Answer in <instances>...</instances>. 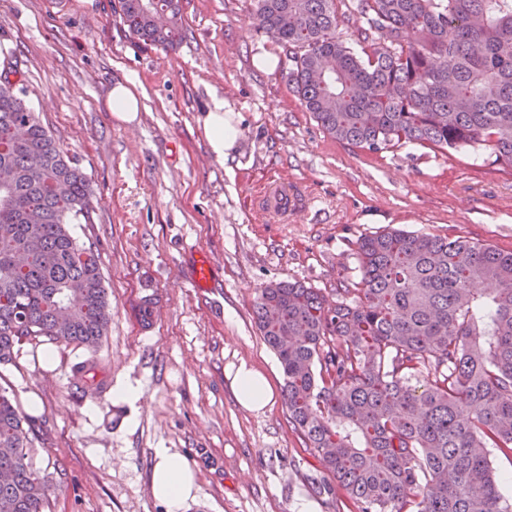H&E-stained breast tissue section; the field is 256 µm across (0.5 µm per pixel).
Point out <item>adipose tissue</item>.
Masks as SVG:
<instances>
[{"instance_id": "ef3b65f1", "label": "adipose tissue", "mask_w": 512, "mask_h": 512, "mask_svg": "<svg viewBox=\"0 0 512 512\" xmlns=\"http://www.w3.org/2000/svg\"><path fill=\"white\" fill-rule=\"evenodd\" d=\"M230 108L222 98H212L203 116V128L212 154L226 160L235 149L239 130L229 120ZM241 406L260 411L273 402V389L267 378L247 364L229 365L226 370ZM152 472V494L162 502L166 512H183L188 501L195 499L194 475L183 457L170 449L156 452Z\"/></svg>"}]
</instances>
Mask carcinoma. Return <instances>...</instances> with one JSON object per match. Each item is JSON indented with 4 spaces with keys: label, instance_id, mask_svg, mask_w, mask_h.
Wrapping results in <instances>:
<instances>
[{
    "label": "carcinoma",
    "instance_id": "carcinoma-1",
    "mask_svg": "<svg viewBox=\"0 0 512 512\" xmlns=\"http://www.w3.org/2000/svg\"><path fill=\"white\" fill-rule=\"evenodd\" d=\"M130 32L170 48L179 0H120ZM363 36L337 32L335 0H258L288 46V85L329 135L380 151L428 145L512 168V0H356ZM380 33L383 45L370 37ZM22 88L0 77V365L21 343L96 347L111 301L89 221L90 181ZM361 281L332 305L271 282L258 330L284 374L289 419L357 512H512L489 460L512 458V253L397 229L365 237ZM480 282L496 292L482 297ZM34 419L0 388V512H43L53 486L30 455Z\"/></svg>",
    "mask_w": 512,
    "mask_h": 512
}]
</instances>
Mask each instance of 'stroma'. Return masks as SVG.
I'll return each mask as SVG.
<instances>
[{
	"label": "stroma",
	"mask_w": 512,
	"mask_h": 512,
	"mask_svg": "<svg viewBox=\"0 0 512 512\" xmlns=\"http://www.w3.org/2000/svg\"><path fill=\"white\" fill-rule=\"evenodd\" d=\"M184 37L162 48L132 34L119 0H0V52L22 100L75 156L93 189L90 221L72 225L93 247L112 303L97 352L24 343L0 367V387L39 438L33 461L55 492L45 512H165L151 493L156 451L178 452L199 487L186 512H356L288 418L280 363L255 318L261 288L299 282L329 302L359 282V241L389 229L466 238L512 252V170L490 157L419 145L372 152L325 132L288 85V49L257 20V0H180ZM276 60L275 70L258 67ZM134 81V124L107 106ZM223 96L239 129L214 158L199 118ZM288 212L262 209L271 185ZM215 273L190 283L199 255ZM155 300L143 320V297ZM93 361L77 397L76 364ZM271 382L264 411L243 408L228 365ZM135 387L134 403L113 390Z\"/></svg>",
	"instance_id": "obj_1"
}]
</instances>
